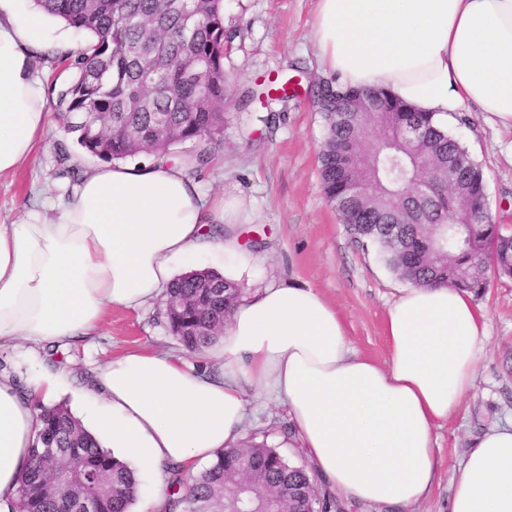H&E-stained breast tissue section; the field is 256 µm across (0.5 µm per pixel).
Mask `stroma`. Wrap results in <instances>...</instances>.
I'll return each mask as SVG.
<instances>
[{
    "mask_svg": "<svg viewBox=\"0 0 512 512\" xmlns=\"http://www.w3.org/2000/svg\"><path fill=\"white\" fill-rule=\"evenodd\" d=\"M316 0H224V25L237 37L224 55V72L234 95L252 91L246 107L231 105L224 134L209 164L195 171L202 193L223 200L231 231L244 243L261 242L266 260L238 286L295 276L310 283L332 302L351 347L379 363L390 349L384 333L388 307L402 281L381 261L375 249L363 248L348 234L322 188L319 155L325 122L313 103V89L328 75L311 39ZM287 84L293 97L266 103L258 88ZM278 113L272 128L259 121ZM469 124L456 134L487 177L489 213L496 223L512 225V130L490 123L470 110ZM42 150L10 175L0 178V224L21 216L35 199L57 198L93 164L75 146L59 114L42 137ZM69 152L59 164L60 152ZM487 315L489 343L474 391L463 409L440 423L435 436L441 450L440 479L430 497L409 512H448V502L465 448L491 426L512 420V281L492 280L477 297ZM161 301L132 311L112 307L92 336L71 341L52 357L70 372L60 395L74 414L85 411L81 391L91 370L112 357L139 348L184 355L165 327ZM288 415L279 402L258 398L249 406L246 439H267L285 457L303 463L299 449L289 447Z\"/></svg>",
    "mask_w": 512,
    "mask_h": 512,
    "instance_id": "obj_1",
    "label": "stroma"
}]
</instances>
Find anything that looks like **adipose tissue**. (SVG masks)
I'll use <instances>...</instances> for the list:
<instances>
[{"mask_svg":"<svg viewBox=\"0 0 512 512\" xmlns=\"http://www.w3.org/2000/svg\"><path fill=\"white\" fill-rule=\"evenodd\" d=\"M338 82L382 87L440 124L476 108L512 129V0H317L311 31ZM77 44L25 0H0V176L33 158L49 123L36 60ZM166 157L105 162L73 193L0 224V350L89 336L108 309L154 301L179 267L220 253L236 280L261 262ZM391 359L351 349L335 306L294 278L238 302L222 340L190 364L137 349L98 366L85 388L88 430L130 465L155 472L144 512H166V468L184 474L239 446L254 390L286 406L320 488L350 505L426 499L437 479L434 428L475 386L489 338L471 293L410 287L389 307ZM65 370L24 380L0 372V512H15L37 415L55 404ZM449 512H512V423L489 429L463 455Z\"/></svg>","mask_w":512,"mask_h":512,"instance_id":"adipose-tissue-1","label":"adipose tissue"}]
</instances>
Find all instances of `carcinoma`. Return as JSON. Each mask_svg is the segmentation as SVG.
<instances>
[{
  "label": "carcinoma",
  "instance_id": "obj_1",
  "mask_svg": "<svg viewBox=\"0 0 512 512\" xmlns=\"http://www.w3.org/2000/svg\"><path fill=\"white\" fill-rule=\"evenodd\" d=\"M42 12L86 31L90 43L77 55H66L73 75L52 88L55 108L76 134L84 152L104 161L141 154L169 155L186 143L180 155L190 169L209 162L210 145L219 141L227 121L232 91L224 73V50L234 33L224 26V0H199L198 24L183 34L181 0H34ZM200 59L203 72L192 81L181 77L184 60ZM161 75L143 83L140 75ZM327 135L320 156L324 193L339 211L355 242L379 250L401 281L413 286L451 285L476 296L489 287L487 267L498 278L512 279V231L487 218V182L480 164L450 132L433 124L429 112L375 91L376 116L355 128L346 113L329 111L314 95ZM417 125V140L403 130ZM377 150L363 152L368 136ZM427 164L433 189L424 199L405 198V185L420 164ZM453 175V186L446 176ZM237 285L212 271L176 278L163 294L162 316L169 332L190 352L217 336L200 329L224 331ZM30 464L22 479L16 512H74L82 499L94 501V512H129L137 499L135 471L102 447L64 405L44 408ZM249 461L245 484L254 501L276 498L285 512H331L336 502L322 496L312 501L316 481L309 471L289 463L264 442L245 449H223L216 460L192 479L187 489L180 469L168 467L176 497L169 512H217L225 501V481ZM70 476L58 495L49 482Z\"/></svg>",
  "mask_w": 512,
  "mask_h": 512
}]
</instances>
